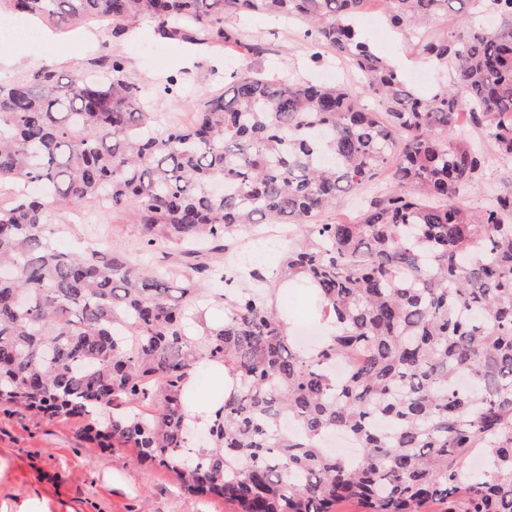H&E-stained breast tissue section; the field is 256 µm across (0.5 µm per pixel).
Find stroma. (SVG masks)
<instances>
[{"mask_svg": "<svg viewBox=\"0 0 512 512\" xmlns=\"http://www.w3.org/2000/svg\"><path fill=\"white\" fill-rule=\"evenodd\" d=\"M248 41L261 42L264 54L243 60L216 50L200 53L188 44L161 38L152 22H140L134 40L116 39L112 24L90 20L93 31L90 46L109 42L120 55L129 76L137 83L151 85L170 75L190 71L189 82L178 95L155 101L153 110L160 123L192 122L204 97L224 90V74L231 69L265 68L282 76L320 80L326 70L347 81L351 72L336 58L321 64L310 60L311 50L303 39V25L294 21L276 24L262 17L232 20ZM359 28L376 51L398 68L404 79L420 92H431L439 82L449 81L414 54L408 39L394 31L385 18L359 20ZM29 56L45 58L60 72L73 71L77 60L71 32H56L54 40L23 44ZM452 138L482 140L479 130L460 127ZM484 150L492 155V143ZM494 191L512 192V164L493 160L485 175L460 195L469 207L480 208ZM54 242L69 251L90 241L137 252L141 227L132 217L112 220L95 208H86L82 222L73 213L56 216ZM279 303L295 323V332L308 345L319 343L317 320L307 289L284 290ZM43 490L45 499L34 505L33 512H236L234 505L218 497L201 498L180 489L174 475L142 463L133 449L123 446L101 449L90 447L81 435L78 423L49 421L25 412H0V512H18L33 491Z\"/></svg>", "mask_w": 512, "mask_h": 512, "instance_id": "obj_1", "label": "stroma"}]
</instances>
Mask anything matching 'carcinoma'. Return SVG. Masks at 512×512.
<instances>
[{"mask_svg":"<svg viewBox=\"0 0 512 512\" xmlns=\"http://www.w3.org/2000/svg\"><path fill=\"white\" fill-rule=\"evenodd\" d=\"M7 2L58 29L149 19L245 57L263 49L230 18L301 20L312 61L330 53L358 81L233 71L193 123L164 128L152 100L183 79L140 85L118 54L0 81V408L82 423L239 512H512V192L466 207L490 158L448 139L463 114L512 162V0H384L416 54L451 68L427 95L371 47L363 0ZM456 4L463 19L432 27ZM381 172L386 191L356 217L315 222ZM85 205L132 215L144 253L181 259V285L115 246L57 249L55 215ZM248 224L298 228L280 272L314 290L328 340L288 337L264 268L200 261ZM205 283L219 324L191 307ZM204 361L236 383L194 448L185 404ZM336 432L359 454L328 453Z\"/></svg>","mask_w":512,"mask_h":512,"instance_id":"carcinoma-1","label":"carcinoma"}]
</instances>
